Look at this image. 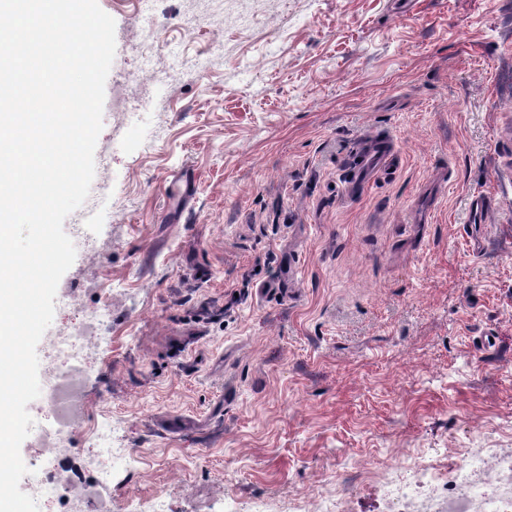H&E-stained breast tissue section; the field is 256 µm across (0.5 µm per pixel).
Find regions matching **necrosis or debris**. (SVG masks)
<instances>
[{"label": "necrosis or debris", "mask_w": 512, "mask_h": 512, "mask_svg": "<svg viewBox=\"0 0 512 512\" xmlns=\"http://www.w3.org/2000/svg\"><path fill=\"white\" fill-rule=\"evenodd\" d=\"M102 311L52 342L61 371L51 372L43 386L41 404L50 423L35 429V445L45 452L35 463L30 483L42 512H105L112 498V475L126 468L128 453L114 449L109 428L91 423L89 431L98 440V458L92 465L74 469L60 453L80 413L77 399L85 391L88 359L101 342L110 338ZM406 465L394 462L384 490L389 512H512V458L489 461L479 450L469 449L452 470L444 492L423 500L419 486L405 476ZM81 493H74L75 485Z\"/></svg>", "instance_id": "4bbe7bcc"}]
</instances>
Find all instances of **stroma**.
Returning a JSON list of instances; mask_svg holds the SVG:
<instances>
[{"instance_id":"obj_1","label":"stroma","mask_w":512,"mask_h":512,"mask_svg":"<svg viewBox=\"0 0 512 512\" xmlns=\"http://www.w3.org/2000/svg\"><path fill=\"white\" fill-rule=\"evenodd\" d=\"M98 4L101 191L63 229L110 246L59 285L111 291L112 512H388L395 459L511 456L512 0ZM392 149L388 141H374L364 154L358 170V180L365 179L377 167L387 163L392 158Z\"/></svg>"}]
</instances>
